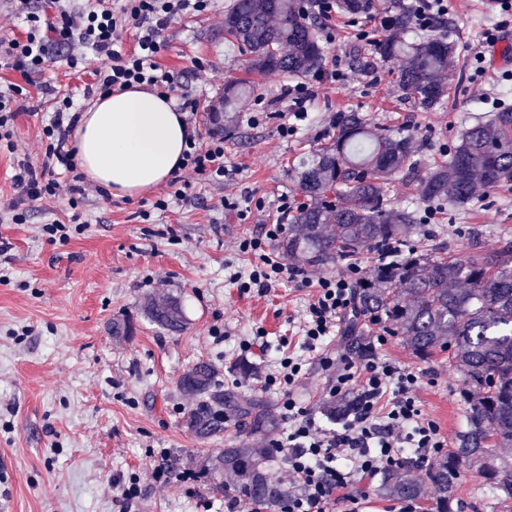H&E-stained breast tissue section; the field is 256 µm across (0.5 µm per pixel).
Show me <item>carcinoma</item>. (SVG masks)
<instances>
[{"label":"carcinoma","mask_w":512,"mask_h":512,"mask_svg":"<svg viewBox=\"0 0 512 512\" xmlns=\"http://www.w3.org/2000/svg\"><path fill=\"white\" fill-rule=\"evenodd\" d=\"M340 13L383 21L373 41L375 54L398 62L401 96L431 110L450 97L444 79L455 44L445 36L448 21L434 25L438 34L411 41L413 17L400 0H336ZM319 28L299 0H231L224 14V38L249 55L251 71L301 78L322 67ZM254 83L240 79L224 84V119L213 113L216 130L233 133L232 112L252 95ZM336 138L314 149L294 167L304 201L288 218V237L279 245L291 261L329 268L339 260L358 263L370 256V274L354 288V319L348 350L365 357L368 333L361 321L387 323L389 333L419 357L438 350L458 371L465 426L456 447L434 458L427 484L408 469L389 471L380 490L394 500L421 501L432 495V512H454L463 465L478 468L494 493L497 512H512V459L495 447H512V242L468 260L438 249H406L407 234L418 212L393 208L389 185L396 175L416 178L421 200L465 208L479 200L477 189L492 192L512 183V107H503L487 123L464 129L449 158L418 174L413 135L380 129L357 112L336 115ZM149 319L171 333L185 328L180 302L164 299L147 306ZM192 397L185 426L198 439L224 434L230 421L256 443L275 428L274 418L257 399L224 391L217 366L192 364L178 380ZM355 406L344 396L324 407L331 419ZM269 449L243 444L204 459L211 489L233 488L251 504L275 507L286 495L263 470Z\"/></svg>","instance_id":"carcinoma-1"}]
</instances>
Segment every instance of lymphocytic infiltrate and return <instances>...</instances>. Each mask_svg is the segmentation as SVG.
I'll return each instance as SVG.
<instances>
[{
	"label": "lymphocytic infiltrate",
	"mask_w": 512,
	"mask_h": 512,
	"mask_svg": "<svg viewBox=\"0 0 512 512\" xmlns=\"http://www.w3.org/2000/svg\"><path fill=\"white\" fill-rule=\"evenodd\" d=\"M212 2L86 0L74 11L66 0H51L56 14L46 24L42 21L41 0H20L26 36L0 43V66L35 73L52 60L54 53L77 43L109 61L105 69L96 71L93 83L84 87V97L145 86L169 98L174 96L176 85L173 74L157 62L166 49L162 33L182 16L209 11ZM129 27L135 30V45L130 50L124 48L122 40ZM327 78L347 83L352 75L338 67L330 76L315 74L313 79L297 82L281 93L277 99L281 136L292 135L299 122L307 119V104ZM27 99L22 87L12 85L0 90V151L14 152L15 120ZM79 99L67 96L57 101L42 128L45 152L41 165L18 160L12 182L21 201L56 195L60 187L56 172L75 173L72 134L81 114ZM181 167L205 180L223 182L230 174L224 163L223 138L214 136L205 143L200 133L188 135ZM282 231V225L268 224L261 236L239 243V251L253 254L256 261L246 275L235 276L234 281L241 290L263 292L282 279L296 277L302 287L314 289L315 297L301 327L302 349L319 355L325 369L335 370L329 397L343 396L354 388L358 401L340 428L329 429L316 422L293 397L292 389L302 375V359L282 357L279 373L265 378V387L278 389L281 413L288 422L287 436L274 443L289 482L280 512H331L339 501L346 512H360L362 494L355 487V477L421 465L443 453L448 439L433 420L424 417L417 403V371L372 358L337 362L326 354L328 337L351 309L352 287L360 279L361 270L352 264L334 275L298 276L283 258L268 251L270 242Z\"/></svg>",
	"instance_id": "1"
}]
</instances>
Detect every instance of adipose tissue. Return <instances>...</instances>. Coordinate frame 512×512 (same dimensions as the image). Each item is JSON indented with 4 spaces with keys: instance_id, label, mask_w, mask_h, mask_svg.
I'll list each match as a JSON object with an SVG mask.
<instances>
[{
    "instance_id": "adipose-tissue-1",
    "label": "adipose tissue",
    "mask_w": 512,
    "mask_h": 512,
    "mask_svg": "<svg viewBox=\"0 0 512 512\" xmlns=\"http://www.w3.org/2000/svg\"><path fill=\"white\" fill-rule=\"evenodd\" d=\"M188 133L172 99L145 87L114 92L83 112L75 162L111 196L137 198L177 170Z\"/></svg>"
}]
</instances>
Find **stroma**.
Segmentation results:
<instances>
[{
  "instance_id": "1",
  "label": "stroma",
  "mask_w": 512,
  "mask_h": 512,
  "mask_svg": "<svg viewBox=\"0 0 512 512\" xmlns=\"http://www.w3.org/2000/svg\"><path fill=\"white\" fill-rule=\"evenodd\" d=\"M229 2L215 0L210 12L172 23L158 59L173 72L179 92L195 99L204 135L210 131V109L228 81L251 78L269 99L287 83L278 75L250 73L247 55L225 40ZM485 2L455 0L449 7L456 53L445 80L454 92L443 105L426 112L402 101L394 63L379 59L371 75L357 74L353 84L321 85L308 120L290 138L280 136L277 118L250 124L253 100L244 98L234 114L236 133L224 141L235 175L218 186L183 172L191 184L187 199L147 221L139 216L143 202L155 201L166 186L139 199L91 192L75 205L65 189L27 202L25 223H10L6 214L18 198L11 180L15 157L40 162L41 126L55 98L78 94L106 60L74 45L70 51L81 59L76 69L62 56L26 78L0 69V87L21 83L31 94L28 111L16 120L15 154L0 153V512H124L116 481L132 473L140 478L142 494L131 512H224L223 498L212 493L203 474V461L243 436L233 426L205 441L191 434L183 418L192 399L179 389L178 379L193 362L208 360L221 370L225 388L278 411L279 396L264 391V378L280 357L300 352V324L314 294L290 280L262 293L241 292L230 276L245 271L254 258L239 252L240 240L276 221L274 204L281 194L302 202L292 170L305 152L335 138L337 113L353 111L376 126L410 130L419 147L417 167L424 172L449 152L464 127L491 117V108L475 98L478 86L496 88L512 103V81L501 78L512 59L495 57L482 74L470 60L492 16ZM378 27V20L355 23L341 14L323 21L325 64L350 68L351 57L367 48L360 32ZM198 58L205 68L194 67ZM47 85L53 95L44 94ZM225 197L251 207L248 221L221 209ZM484 200L451 219L415 224L410 246L442 245L467 259L512 241V186ZM259 201L265 211H255ZM75 211L88 221V230L65 243L48 241L42 225L68 221ZM166 297L182 303L181 333L159 328L145 313L148 300ZM116 320L129 321L132 335L113 336ZM258 326L267 333L266 354L240 352V341ZM216 327L224 339L212 336ZM373 356L420 373L415 396L423 414L456 441L465 422V386L449 367L447 353L421 360L391 336L375 346ZM243 363L252 364L255 375L242 377ZM328 382L318 357L309 358L295 394L319 421ZM162 459L173 474L165 483L153 477ZM186 470L200 473V481H178ZM457 497L462 512H493L492 494L475 468H463Z\"/></svg>"
}]
</instances>
